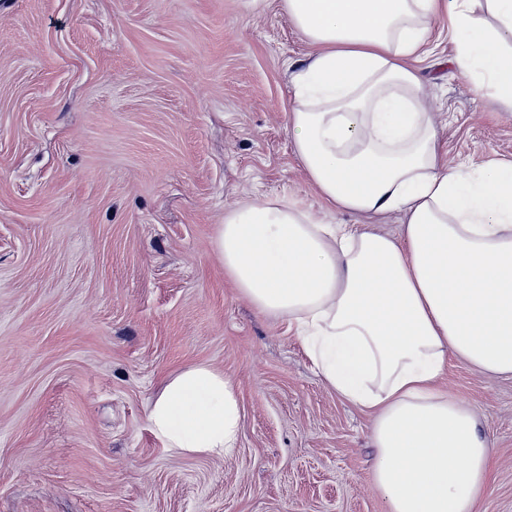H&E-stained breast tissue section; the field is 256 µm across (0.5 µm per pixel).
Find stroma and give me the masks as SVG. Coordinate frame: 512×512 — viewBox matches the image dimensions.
<instances>
[{
	"label": "stroma",
	"mask_w": 512,
	"mask_h": 512,
	"mask_svg": "<svg viewBox=\"0 0 512 512\" xmlns=\"http://www.w3.org/2000/svg\"><path fill=\"white\" fill-rule=\"evenodd\" d=\"M426 101L448 164L512 160V109L432 31ZM282 0H0V512H385L369 416L315 371L287 317L216 258L224 209L285 199L330 224L293 153ZM197 364L229 377L233 454L163 447L147 409ZM512 512V379L448 362Z\"/></svg>",
	"instance_id": "obj_1"
}]
</instances>
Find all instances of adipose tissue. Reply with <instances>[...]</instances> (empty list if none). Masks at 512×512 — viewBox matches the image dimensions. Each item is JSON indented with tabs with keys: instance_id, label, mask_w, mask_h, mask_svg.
<instances>
[{
	"instance_id": "ef3b65f1",
	"label": "adipose tissue",
	"mask_w": 512,
	"mask_h": 512,
	"mask_svg": "<svg viewBox=\"0 0 512 512\" xmlns=\"http://www.w3.org/2000/svg\"><path fill=\"white\" fill-rule=\"evenodd\" d=\"M282 0L311 47L291 74L293 150L327 209L399 212V235L322 224L283 199L225 210L217 258L260 311L288 316L325 384L371 418L386 512H475L491 450L445 385L449 359L512 376V161L448 164L418 65L447 22L453 62L512 107V0ZM165 448L224 456L241 414L222 372L172 375L148 413Z\"/></svg>"
}]
</instances>
